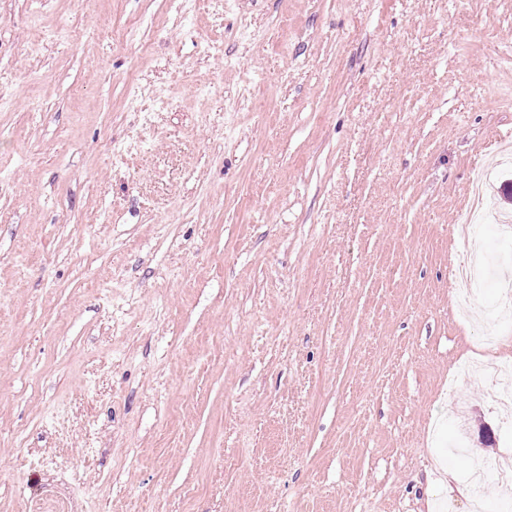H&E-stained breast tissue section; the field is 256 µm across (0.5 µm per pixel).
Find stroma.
I'll return each mask as SVG.
<instances>
[{
    "mask_svg": "<svg viewBox=\"0 0 512 512\" xmlns=\"http://www.w3.org/2000/svg\"><path fill=\"white\" fill-rule=\"evenodd\" d=\"M509 146L512 0H0V512H512ZM453 276L466 286L455 296V301L459 305L468 306L474 298L473 288L471 287L477 280V271L469 265L460 263L453 268Z\"/></svg>",
    "mask_w": 512,
    "mask_h": 512,
    "instance_id": "1",
    "label": "stroma"
}]
</instances>
